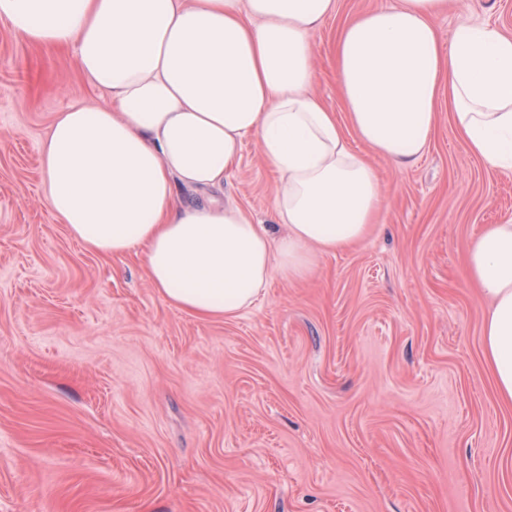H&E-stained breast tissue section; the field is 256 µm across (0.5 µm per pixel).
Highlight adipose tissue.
I'll use <instances>...</instances> for the list:
<instances>
[{"label":"adipose tissue","instance_id":"ef3b65f1","mask_svg":"<svg viewBox=\"0 0 512 512\" xmlns=\"http://www.w3.org/2000/svg\"><path fill=\"white\" fill-rule=\"evenodd\" d=\"M337 0H0L24 41L76 48L104 107L58 113L41 146L46 201L89 250H142L153 288L202 318L252 307L273 277H309L319 253L368 234L377 177L314 96L312 35ZM448 0H397L350 22L336 46L349 121L407 167L426 151L440 99L468 152L512 170V36L459 26L441 46ZM255 137L278 175L273 236L234 204L178 206L174 185L222 186ZM486 301L484 355L512 403V221L470 241Z\"/></svg>","mask_w":512,"mask_h":512}]
</instances>
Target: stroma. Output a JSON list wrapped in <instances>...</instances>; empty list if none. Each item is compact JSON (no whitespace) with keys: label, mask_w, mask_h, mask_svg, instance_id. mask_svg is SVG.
I'll list each match as a JSON object with an SVG mask.
<instances>
[{"label":"stroma","mask_w":512,"mask_h":512,"mask_svg":"<svg viewBox=\"0 0 512 512\" xmlns=\"http://www.w3.org/2000/svg\"><path fill=\"white\" fill-rule=\"evenodd\" d=\"M395 0H338L312 37L313 94L347 127L336 44ZM512 35V0L434 20ZM107 104L73 49L0 23V512H512V404L481 347L470 239L512 221V171L472 156L440 104L424 155L367 154L369 235L272 279L249 309L166 302L141 254H95L46 205L40 146L72 103ZM277 182L255 138L221 188L176 187L269 223Z\"/></svg>","instance_id":"obj_1"}]
</instances>
